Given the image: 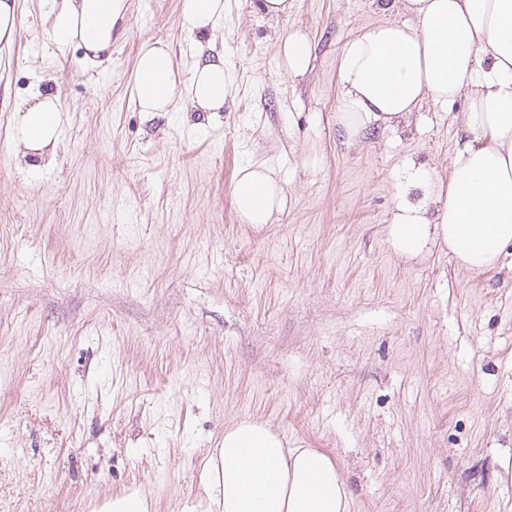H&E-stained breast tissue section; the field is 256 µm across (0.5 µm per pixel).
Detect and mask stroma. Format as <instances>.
<instances>
[{
    "mask_svg": "<svg viewBox=\"0 0 512 512\" xmlns=\"http://www.w3.org/2000/svg\"><path fill=\"white\" fill-rule=\"evenodd\" d=\"M18 2L0 50V512H92L132 488L182 512L243 418L331 455L350 512H512V248L478 273L386 237L422 196L410 169H447L467 102L353 142L336 125L343 42L405 14L293 0L275 20L225 0L223 111L153 114L134 63L165 43L188 78L181 0H127L111 64L88 69L45 0ZM291 30L313 46L300 77L279 56ZM37 90L64 108L48 165L12 140ZM248 163L284 184L274 223L234 209Z\"/></svg>",
    "mask_w": 512,
    "mask_h": 512,
    "instance_id": "obj_1",
    "label": "stroma"
}]
</instances>
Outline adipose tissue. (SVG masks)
I'll return each instance as SVG.
<instances>
[{
    "mask_svg": "<svg viewBox=\"0 0 512 512\" xmlns=\"http://www.w3.org/2000/svg\"><path fill=\"white\" fill-rule=\"evenodd\" d=\"M400 5L406 22H380L348 38L338 66L337 121L349 140L373 123L393 127L424 102L466 98L463 134L444 174L415 169L387 228L397 255L420 257L447 248L459 268L494 269L512 247V0H380ZM126 0H51L44 22L55 38L82 49L79 67L112 59V34ZM181 22L198 35L188 79H180L168 48L141 46L133 69L142 112H220L232 92L224 57L210 35L224 0H181ZM19 109L15 144L34 159L56 142L63 124L58 96L34 92ZM242 223L269 224L286 202L283 184L264 165H247L232 184ZM201 494L183 512H349L350 492L335 461L316 448H289L268 424L243 419L226 428L199 473Z\"/></svg>",
    "mask_w": 512,
    "mask_h": 512,
    "instance_id": "obj_1",
    "label": "adipose tissue"
}]
</instances>
